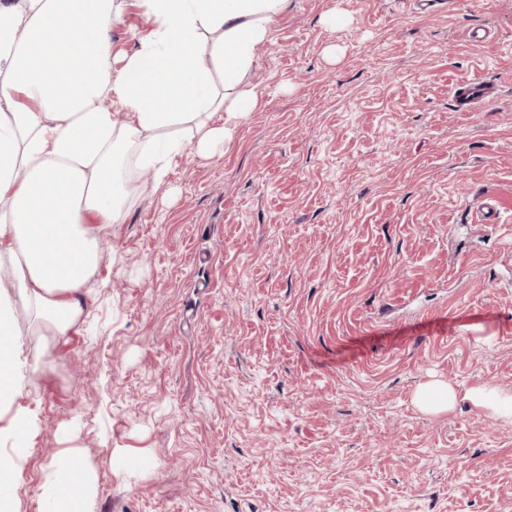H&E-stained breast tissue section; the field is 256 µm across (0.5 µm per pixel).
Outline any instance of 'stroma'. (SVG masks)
Returning <instances> with one entry per match:
<instances>
[{"instance_id": "35a3bbf8", "label": "stroma", "mask_w": 512, "mask_h": 512, "mask_svg": "<svg viewBox=\"0 0 512 512\" xmlns=\"http://www.w3.org/2000/svg\"><path fill=\"white\" fill-rule=\"evenodd\" d=\"M476 75L498 102L457 111ZM248 81L30 374L21 512L70 423L95 512H512V422L414 402L512 390V0H289ZM459 397L454 387L444 383H426L415 394V403L426 412H446L452 408Z\"/></svg>"}]
</instances>
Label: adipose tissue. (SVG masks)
<instances>
[{"label": "adipose tissue", "instance_id": "ef3b65f1", "mask_svg": "<svg viewBox=\"0 0 512 512\" xmlns=\"http://www.w3.org/2000/svg\"><path fill=\"white\" fill-rule=\"evenodd\" d=\"M125 0H0V405H11L27 373L44 363L16 340L18 314L59 340L89 312L81 294L104 253V231L124 223L144 186L154 187L185 151L211 158L241 119L260 106L247 80L289 0H136L149 33L116 55L112 28ZM512 421V392L492 385L458 394L427 383L415 394L426 412L459 397ZM34 414L0 426V512H19L14 491L28 459ZM64 430L76 492L48 468V512H94L93 471Z\"/></svg>", "mask_w": 512, "mask_h": 512}]
</instances>
